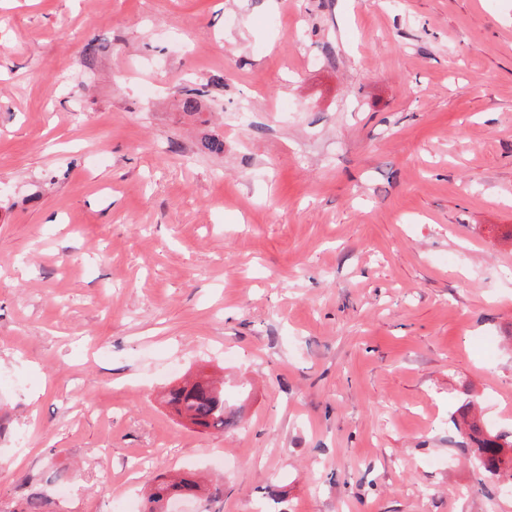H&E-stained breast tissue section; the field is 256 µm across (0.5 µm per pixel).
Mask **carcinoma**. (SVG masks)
I'll use <instances>...</instances> for the list:
<instances>
[{
  "label": "carcinoma",
  "mask_w": 512,
  "mask_h": 512,
  "mask_svg": "<svg viewBox=\"0 0 512 512\" xmlns=\"http://www.w3.org/2000/svg\"><path fill=\"white\" fill-rule=\"evenodd\" d=\"M167 403L179 416L202 431H222L235 424L224 412V389H216L205 380L187 381L168 393ZM465 433L475 445L479 465L489 475L509 472L512 479V435L496 433L476 422H465ZM201 486L191 476L163 480L147 498V512H166L163 506L176 496L200 497Z\"/></svg>",
  "instance_id": "cac0c4a2"
}]
</instances>
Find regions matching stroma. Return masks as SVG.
I'll return each mask as SVG.
<instances>
[{"label":"stroma","mask_w":512,"mask_h":512,"mask_svg":"<svg viewBox=\"0 0 512 512\" xmlns=\"http://www.w3.org/2000/svg\"><path fill=\"white\" fill-rule=\"evenodd\" d=\"M468 407L512 433V0H0V512H512ZM179 416L202 431L224 429L235 424L224 412V388L216 389L205 380L187 381L172 388L167 396ZM201 486L192 476L181 477L178 480H163L156 484L147 498V512H166L164 504L170 503L176 496L200 497Z\"/></svg>","instance_id":"35a3bbf8"}]
</instances>
